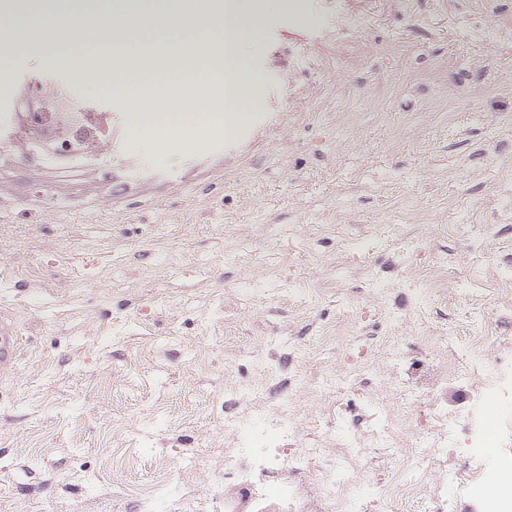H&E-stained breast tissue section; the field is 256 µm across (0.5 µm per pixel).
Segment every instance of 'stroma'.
<instances>
[{
	"instance_id": "obj_1",
	"label": "stroma",
	"mask_w": 512,
	"mask_h": 512,
	"mask_svg": "<svg viewBox=\"0 0 512 512\" xmlns=\"http://www.w3.org/2000/svg\"><path fill=\"white\" fill-rule=\"evenodd\" d=\"M259 106L169 147L117 135L85 201L0 186V512H249L224 451L286 415L284 491L356 512H484L512 471V0H269ZM61 82L39 54L0 60ZM409 486L390 500L392 483ZM20 349L19 336H16L13 329L3 322L0 326V368L5 369L13 366L18 358Z\"/></svg>"
}]
</instances>
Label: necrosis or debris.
<instances>
[{"label":"necrosis or debris","mask_w":512,"mask_h":512,"mask_svg":"<svg viewBox=\"0 0 512 512\" xmlns=\"http://www.w3.org/2000/svg\"><path fill=\"white\" fill-rule=\"evenodd\" d=\"M44 89L39 82L16 85L10 120L0 124V142L22 145L19 160L24 167L55 170L61 181L73 184L99 166L102 155L90 148V141L108 144L112 136L103 129L99 113L76 105L67 91L56 93L61 103L59 111H43L36 95ZM287 434L285 419L267 415L260 433L246 435L247 445L253 450L249 460H241L234 448L224 454V477L235 480L248 492L253 512H288V499L275 484L284 465L277 452L278 443Z\"/></svg>","instance_id":"necrosis-or-debris-1"}]
</instances>
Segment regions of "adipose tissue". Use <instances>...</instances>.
<instances>
[{
	"label": "adipose tissue",
	"instance_id": "adipose-tissue-1",
	"mask_svg": "<svg viewBox=\"0 0 512 512\" xmlns=\"http://www.w3.org/2000/svg\"><path fill=\"white\" fill-rule=\"evenodd\" d=\"M126 13L135 26L120 28L110 37L87 39L88 11L112 9L111 0H41L37 10L17 15L15 23L26 32L22 52L38 51L73 63L92 56L104 60L126 59L125 70L73 71L77 80L92 81L97 88L123 95L133 114L136 135L152 138L175 136L190 140L193 115L206 111L201 88L217 83L224 91L225 133H233L253 102L243 88L258 85L260 75L239 63V48L256 39L261 14L251 0H224L220 14L205 12L200 0H125ZM205 44L209 55L191 60L196 45ZM180 104L173 112L172 104Z\"/></svg>",
	"mask_w": 512,
	"mask_h": 512
}]
</instances>
